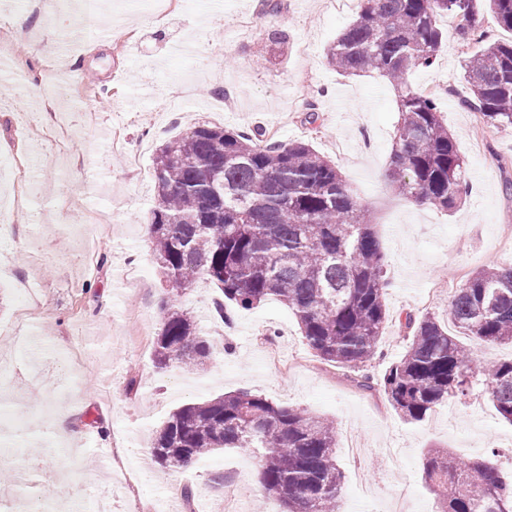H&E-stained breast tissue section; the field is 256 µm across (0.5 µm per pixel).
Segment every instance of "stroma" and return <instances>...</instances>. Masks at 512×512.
Listing matches in <instances>:
<instances>
[{
	"label": "stroma",
	"mask_w": 512,
	"mask_h": 512,
	"mask_svg": "<svg viewBox=\"0 0 512 512\" xmlns=\"http://www.w3.org/2000/svg\"><path fill=\"white\" fill-rule=\"evenodd\" d=\"M322 0H284L262 13L260 0H180L163 20L145 0H56L27 16L0 70V204L15 214L0 223V404L68 414L74 437L52 427L28 437L38 460L26 475L0 483V512H28L50 502L56 512H87L93 490L109 489L112 512H169L167 500L191 488L193 512H222L224 485L239 482L234 512H277L259 482L257 457L227 449L190 470L160 474L146 450L153 431L187 403L248 388L274 403L333 419L338 433L356 431L360 458L344 446L342 512H395L406 496L416 512H436L422 478L428 446L461 457H492L512 483V425L490 400L452 398L424 421L408 423L381 392L354 386L344 370L323 364L305 344L296 318L276 300L236 312L224 324L216 295L201 279L181 294L167 291L153 263L147 230L155 195L153 159L161 144L188 127L209 124L241 132L263 129L278 142L307 140L327 157L343 142L354 162L339 167L385 253L390 321L372 363L374 376L403 353L406 316L448 323L449 297L428 302L432 283L462 287L463 273L512 264L498 246L512 225V128L478 130L466 108L464 60L470 47L456 21L438 18L446 33L435 64L413 69L412 89L435 91L442 116L466 161L469 192L452 211L394 196L388 157L399 119L396 91L376 74L342 76L325 49L355 16L321 8ZM287 30L283 47L268 46L267 28ZM109 39H99L100 29ZM52 46V57L41 50ZM225 86L234 103L223 106ZM316 124H309L310 111ZM119 132L124 151L100 141L98 126ZM369 134L372 150L362 148ZM32 163L31 183L17 194L12 155ZM31 277L36 299L22 307L18 280ZM193 311L218 345L198 368L157 372L152 361L162 303ZM276 343L290 363H268Z\"/></svg>",
	"instance_id": "obj_1"
}]
</instances>
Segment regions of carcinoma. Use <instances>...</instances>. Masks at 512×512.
<instances>
[{"label":"carcinoma","mask_w":512,"mask_h":512,"mask_svg":"<svg viewBox=\"0 0 512 512\" xmlns=\"http://www.w3.org/2000/svg\"><path fill=\"white\" fill-rule=\"evenodd\" d=\"M478 0H358L356 18L329 45L342 75L375 72L398 91L392 141V191L451 211L467 196L465 160L436 99L407 83L409 71L437 58L440 14L474 41ZM495 22L512 31V0H486ZM464 104L490 128L512 126V41L479 47L465 61ZM153 255L171 291L198 278L214 285V313L276 299L292 311L308 347L350 374L364 391L382 389L407 422L423 420L452 397L484 386L512 423V359L480 362L475 348L448 334L433 316H406L407 345L378 381L367 370L390 314L384 251L367 209L336 163L306 141L272 142L261 131L198 124L163 143L153 166ZM154 339L156 368L204 364L213 340L194 316L163 305ZM454 325L487 343L512 344V265L471 274L449 305ZM239 448L260 458V483L283 512H341L343 473L336 426L323 416L277 405L241 389L184 404L163 422L150 448L160 469H187L216 450ZM438 512H512V484L493 464L430 450L423 462Z\"/></svg>","instance_id":"1"}]
</instances>
